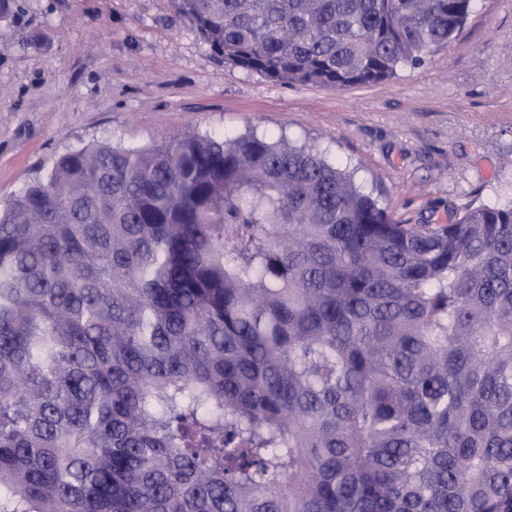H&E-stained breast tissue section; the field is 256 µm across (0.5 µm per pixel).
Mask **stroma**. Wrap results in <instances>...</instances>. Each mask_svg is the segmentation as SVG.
<instances>
[{
	"mask_svg": "<svg viewBox=\"0 0 512 512\" xmlns=\"http://www.w3.org/2000/svg\"><path fill=\"white\" fill-rule=\"evenodd\" d=\"M193 129L317 146L400 221L512 199V0H471L422 65L288 85L218 59L170 0H14L0 20V206L63 154Z\"/></svg>",
	"mask_w": 512,
	"mask_h": 512,
	"instance_id": "1",
	"label": "stroma"
}]
</instances>
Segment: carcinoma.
Wrapping results in <instances>:
<instances>
[{"mask_svg":"<svg viewBox=\"0 0 512 512\" xmlns=\"http://www.w3.org/2000/svg\"><path fill=\"white\" fill-rule=\"evenodd\" d=\"M171 4L330 88L470 8ZM0 512H512V201L404 224L254 132L60 156L0 210Z\"/></svg>","mask_w":512,"mask_h":512,"instance_id":"obj_1","label":"carcinoma"}]
</instances>
